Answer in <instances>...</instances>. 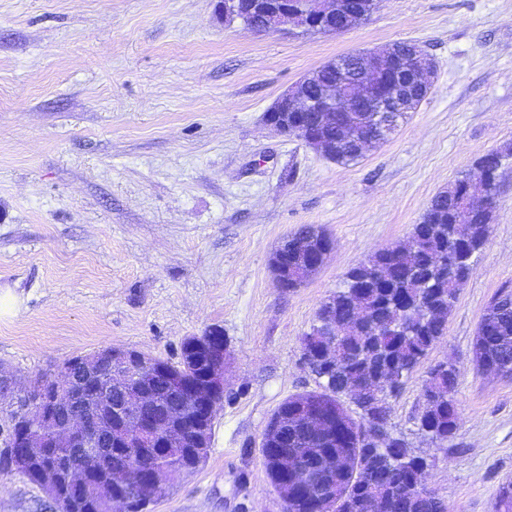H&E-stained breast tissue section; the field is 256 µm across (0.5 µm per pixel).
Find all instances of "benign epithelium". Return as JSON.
Wrapping results in <instances>:
<instances>
[{"instance_id": "1", "label": "benign epithelium", "mask_w": 512, "mask_h": 512, "mask_svg": "<svg viewBox=\"0 0 512 512\" xmlns=\"http://www.w3.org/2000/svg\"><path fill=\"white\" fill-rule=\"evenodd\" d=\"M220 8L224 20H238L254 31H276L291 24L302 31L336 34L366 19L364 15L349 14L342 22H336V0H222ZM407 56L405 66L395 75L386 72L383 50L354 53L348 60L343 57L330 60L328 65L340 72L347 63H353L356 75L316 98L309 91L312 75L305 74L266 113V123L286 138L304 141L327 158L336 153V143L325 140L321 129L336 125L342 113L360 107L367 113L368 130L350 132L346 138L360 156L367 146L383 143L395 133L403 102L423 100L430 91L433 61L417 46ZM285 259L283 243L271 258L281 286L288 276ZM319 335L327 346L336 348V318L323 315ZM191 347L210 353V361L204 380L191 391L193 401L201 410L189 428L183 424L181 414L158 411L159 396L146 389L155 360L136 349L107 347L83 354L76 362L63 364L54 378L38 379L27 388L18 387L12 375L0 370V382L5 384L0 389V398L12 399L4 424L0 425V454L9 458L15 468L45 456L49 444L37 435H30V429L35 426L65 448H74L79 454L86 449L92 451L104 464L110 460L114 447L133 452L142 459L163 448L194 445L190 463L175 473L152 464L107 472L96 493L123 504L124 512H133L142 494L153 497L164 493L174 474H189L201 466L199 460L207 448L205 440L216 414L217 393L227 391L225 374L230 350L229 341L219 327L191 337ZM104 365L111 370L110 380L96 396L97 407L88 412L78 399L79 384ZM115 389L124 392V397L114 404ZM286 426L288 421L277 416L271 418L260 443L263 460L270 463L271 482L282 500L283 512H293L294 505L303 503L314 508V512H329L328 500L316 496L315 489L324 486L336 463L325 460L310 471L299 473L288 452L278 447L283 442ZM61 471L75 485L83 481L81 469L53 460L40 474L46 494H55Z\"/></svg>"}]
</instances>
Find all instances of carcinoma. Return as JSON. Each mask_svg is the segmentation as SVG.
<instances>
[{"label":"carcinoma","instance_id":"cac0c4a2","mask_svg":"<svg viewBox=\"0 0 512 512\" xmlns=\"http://www.w3.org/2000/svg\"><path fill=\"white\" fill-rule=\"evenodd\" d=\"M456 184L468 185L472 190L481 187L495 195L498 168L478 166L474 174L464 175ZM458 220L471 225V238L467 241L456 239L448 231V225ZM492 222L491 211L469 214L463 204L450 206L448 200L436 197L421 223L413 228L412 242L418 245V253L411 266L400 267L399 247L396 246L351 268L342 287L327 299L336 306V344L343 359L333 367L324 368L315 355V349L322 344L321 337L317 336L318 324H313L305 334L312 353L307 367L321 377L319 389L309 392L310 397L342 412L352 426L374 421L387 426L388 399L397 394V390L387 386V380L407 377L443 335L448 314L466 281L456 269L470 264L473 255L484 248ZM295 239L302 257L320 256L330 247L325 231L315 225L303 227L295 234ZM305 276L302 264L288 262L286 287H299ZM509 299H512V290L504 288L492 300L477 327L472 348V360L477 366L496 368L505 374L512 372ZM358 305L370 311L371 320H351L350 309ZM158 364L178 372L187 386L201 380L200 369L183 352L177 362L160 358ZM457 378L458 369L452 363L439 364L430 372L422 386V405L417 415L422 433H430L437 439L454 435L460 416L454 401L448 399V391L455 390ZM355 386L382 391L383 405H377L372 396L361 397L355 402L356 414H350L342 398ZM296 403L297 400L290 397L279 410L288 413V424L302 428L306 421ZM288 451L304 469L327 455L350 463L348 469L337 472L336 479L322 488L325 497L340 499L332 512H367L364 502L370 496L379 500L380 512H441L443 501L438 496L407 491L416 478L413 464L417 455L401 438L375 451L360 446L353 436L337 437L334 426L330 425L317 438L288 441ZM187 459L186 448L164 450L152 456V461L172 469L181 467ZM97 481L96 473H91L80 493L68 483L61 485L62 493L75 501L72 512H120L121 505L94 497Z\"/></svg>","mask_w":512,"mask_h":512}]
</instances>
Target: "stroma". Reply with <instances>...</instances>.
<instances>
[{"label": "stroma", "mask_w": 512, "mask_h": 512, "mask_svg": "<svg viewBox=\"0 0 512 512\" xmlns=\"http://www.w3.org/2000/svg\"><path fill=\"white\" fill-rule=\"evenodd\" d=\"M397 41L434 60L433 87L356 162L264 124L308 71ZM492 151L506 158L488 241L444 336L388 401L448 512H495L512 480V376L471 360L488 304L512 289V0H381L329 35L228 24L218 0H0V289L20 299L0 316V366L29 382L107 346L175 362L186 337L221 327L229 389L208 457L147 512H282L259 444L282 402L318 388L301 348L318 308ZM304 224L326 230L329 257L279 287L271 253ZM444 361L460 425L439 447L416 415ZM0 512L56 508L13 472Z\"/></svg>", "instance_id": "35a3bbf8"}]
</instances>
